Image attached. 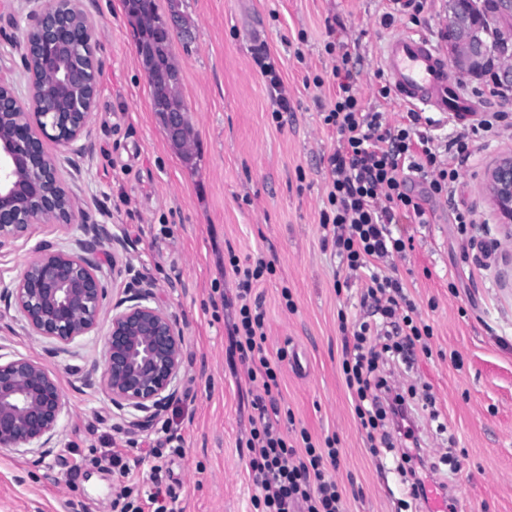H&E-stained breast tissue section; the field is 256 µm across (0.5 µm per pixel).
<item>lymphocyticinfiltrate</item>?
<instances>
[{
  "instance_id": "1",
  "label": "lymphocytic infiltrate",
  "mask_w": 512,
  "mask_h": 512,
  "mask_svg": "<svg viewBox=\"0 0 512 512\" xmlns=\"http://www.w3.org/2000/svg\"><path fill=\"white\" fill-rule=\"evenodd\" d=\"M326 50L336 56L330 72L336 97L323 108L321 121L335 133L336 146L327 159V206L320 212V224L347 270L362 276V306L382 318L378 326L364 320L353 324L344 339L341 367L361 428L372 445L390 448L396 436L409 439L413 432L402 423L410 403L402 390L390 386L382 370L402 349L432 334L429 325L401 313L407 301L403 285L381 268L407 248L404 239L393 236L391 226L403 218L425 223L426 202L454 188L458 172L451 160L468 156L471 138L463 135L436 144L421 131L418 112L408 113L405 123L387 125L382 112L361 103L356 87L360 57L332 42ZM417 180L424 184L418 194L412 190ZM230 266L238 309L229 328L228 354L245 366L249 381L257 385L251 405L258 419L245 440L249 476L257 489L255 512H344L343 492L326 470L338 461L335 439H326L319 448L303 429L300 445H292L270 417L278 408L279 367L288 352L267 356L264 314L251 296L273 266L261 258L248 265L234 259ZM161 431L162 438L144 453L151 462V486L143 492L130 485L131 468L121 451L99 449L95 463L112 467L123 480L112 512H173L176 494L163 480L169 463L164 446L174 439L170 422H163Z\"/></svg>"
}]
</instances>
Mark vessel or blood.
I'll list each match as a JSON object with an SVG mask.
<instances>
[{
  "label": "vessel or blood",
  "mask_w": 512,
  "mask_h": 512,
  "mask_svg": "<svg viewBox=\"0 0 512 512\" xmlns=\"http://www.w3.org/2000/svg\"><path fill=\"white\" fill-rule=\"evenodd\" d=\"M384 65L396 97L404 105L459 117L477 111L460 96L448 72V57L424 35L402 32L390 41ZM426 512H458L460 499L449 486L426 479Z\"/></svg>",
  "instance_id": "1"
}]
</instances>
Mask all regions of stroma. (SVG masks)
I'll list each match as a JSON object with an SVG mask.
<instances>
[{"label": "stroma", "instance_id": "obj_1", "mask_svg": "<svg viewBox=\"0 0 512 512\" xmlns=\"http://www.w3.org/2000/svg\"><path fill=\"white\" fill-rule=\"evenodd\" d=\"M84 6L99 38L92 147L62 156L61 169L84 203L86 224L111 226L121 258L152 285V303L183 336L184 366L162 413L183 439L184 453L170 465L176 512H253L256 489L239 443L255 413L247 375L227 357L226 325L236 312L233 255L244 264L261 256L274 265L254 293L265 313L268 356L283 347L295 354L278 375L279 407L294 418L283 432L293 439L307 430L318 445L337 438L331 473L345 512H404L393 454L371 453L341 370L338 315L363 317L362 282L353 277L336 288L339 260L322 244L319 218L336 137L323 126L320 107L334 89L309 81L331 70L328 27L341 22L349 51L362 58L364 106L400 122L406 107L377 93L388 80L386 45L401 31L441 30L448 0H428L418 22L400 14L389 27L380 23L388 0H183L184 30L170 52L193 127L191 164L152 110L125 0ZM34 8L33 0H0V71L23 97L30 91L23 43ZM258 47L275 60L288 92L290 109L278 119L253 60ZM458 87L494 126L459 166L452 196L427 203L426 223L392 227L412 238L413 248L386 267L432 335L391 381L413 388L420 444L465 498L467 512H512V257L490 246L500 227L483 189L487 170L512 150V100L490 96L482 78L460 79ZM458 208L470 213L463 231L453 220ZM84 226L38 233L1 251L0 290L22 275L40 243L73 250ZM112 256L108 249L96 255L105 286L99 326L68 346L28 335L20 312L0 302V352L38 358L64 398L47 447L0 451V512H107L116 479L93 463L92 449H124L157 435L150 426L124 435L141 412L117 409L85 380L92 364L105 362L113 304L139 293L117 285Z\"/></svg>", "mask_w": 512, "mask_h": 512}]
</instances>
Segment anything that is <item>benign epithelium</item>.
<instances>
[{"label":"benign epithelium","mask_w":512,"mask_h":512,"mask_svg":"<svg viewBox=\"0 0 512 512\" xmlns=\"http://www.w3.org/2000/svg\"><path fill=\"white\" fill-rule=\"evenodd\" d=\"M181 28L171 12L155 30L158 45L171 43ZM24 44L30 93L21 99L0 73V251L36 232H62L84 221L81 199L66 186L59 156L48 144L70 150L89 136L97 98L91 73L98 68V36L83 0H36V19ZM80 39L87 62L67 53ZM474 25L454 28L448 64L460 77L472 74L482 53ZM497 83L512 91V54L502 57ZM185 108L164 113L168 137L182 141ZM484 189L506 240H512V152L487 172ZM80 253L43 246L23 275L6 291L9 305L24 317L30 335L67 346L94 331L104 296L95 253L118 242L106 224H88ZM184 364V341L165 310L141 298L112 307L100 384L118 408L160 411ZM64 408L59 383L36 358L0 354V449L47 445Z\"/></svg>","instance_id":"7a95c632"}]
</instances>
